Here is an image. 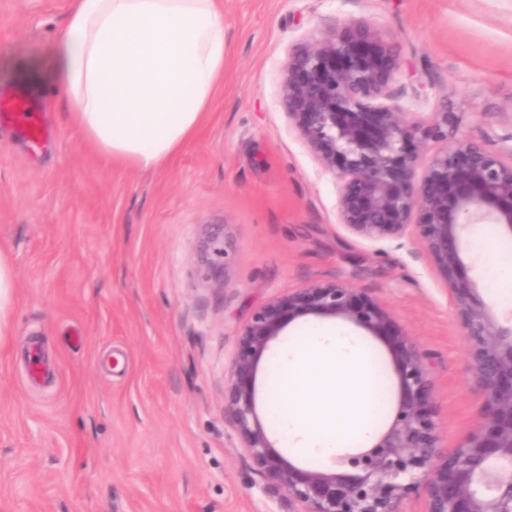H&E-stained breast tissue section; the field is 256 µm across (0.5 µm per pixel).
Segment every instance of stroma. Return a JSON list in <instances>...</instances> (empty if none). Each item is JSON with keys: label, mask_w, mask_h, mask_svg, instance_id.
I'll return each instance as SVG.
<instances>
[{"label": "stroma", "mask_w": 512, "mask_h": 512, "mask_svg": "<svg viewBox=\"0 0 512 512\" xmlns=\"http://www.w3.org/2000/svg\"><path fill=\"white\" fill-rule=\"evenodd\" d=\"M71 0H0V89L24 82L55 136L32 153L0 127V251L14 288L0 334V512H294L249 467L224 417L237 330L268 300L315 281L348 283L389 309L425 353L442 441L456 448L482 402L448 290L420 245L346 232L337 191L281 105L290 50L364 20L393 37L391 91L420 113L449 112L448 143L512 129V0H224V85L201 133L165 167L122 169L87 149L60 93L36 69ZM232 238V284L201 281L203 225ZM512 238L474 227L464 263L496 316L512 319ZM316 319L291 323L265 354L258 406L294 463L302 447L276 406L272 372ZM379 363L382 338L341 320ZM40 347L48 370L27 377Z\"/></svg>", "instance_id": "1"}]
</instances>
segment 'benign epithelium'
<instances>
[{"instance_id":"obj_1","label":"benign epithelium","mask_w":512,"mask_h":512,"mask_svg":"<svg viewBox=\"0 0 512 512\" xmlns=\"http://www.w3.org/2000/svg\"><path fill=\"white\" fill-rule=\"evenodd\" d=\"M399 62L366 21L324 30L288 55L281 104L319 166L337 186V218L370 242L419 244L448 287L483 401L453 452L442 443L427 358L408 337L390 335L393 314L364 301L344 282H313L256 308L239 328L224 381V416L251 469L284 489L296 512H401L424 493V512H512V325H502L477 284L463 273V235L495 224L512 236V160L472 142L448 148L453 115L424 120L392 98ZM441 146L423 173L419 149ZM420 222L411 223L413 213ZM198 273L210 287L229 285L223 231L206 224ZM307 316L339 319L383 336L398 382L388 426L329 469L301 467L281 454L260 414L255 381L263 354L286 325Z\"/></svg>"}]
</instances>
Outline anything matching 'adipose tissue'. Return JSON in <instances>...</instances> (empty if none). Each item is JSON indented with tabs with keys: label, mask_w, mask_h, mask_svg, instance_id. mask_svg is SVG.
<instances>
[{
	"label": "adipose tissue",
	"mask_w": 512,
	"mask_h": 512,
	"mask_svg": "<svg viewBox=\"0 0 512 512\" xmlns=\"http://www.w3.org/2000/svg\"><path fill=\"white\" fill-rule=\"evenodd\" d=\"M39 66L108 163L167 164L201 127L224 76L222 0H74ZM290 433L337 448L372 434L376 371L333 330L304 337L275 371ZM353 423L351 435L337 424Z\"/></svg>",
	"instance_id": "adipose-tissue-1"
}]
</instances>
